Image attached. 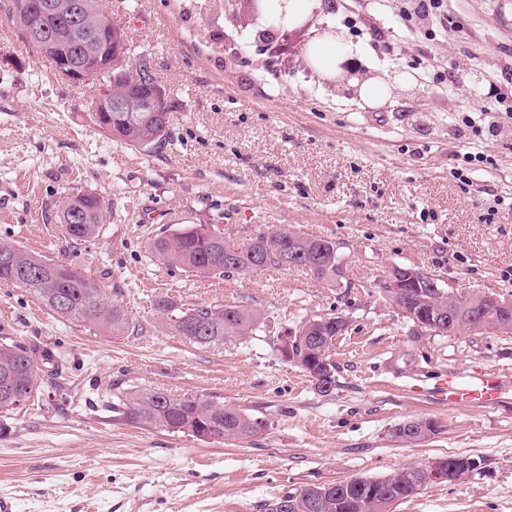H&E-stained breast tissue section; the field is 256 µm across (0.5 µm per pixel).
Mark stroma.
<instances>
[{"label": "stroma", "instance_id": "obj_1", "mask_svg": "<svg viewBox=\"0 0 512 512\" xmlns=\"http://www.w3.org/2000/svg\"><path fill=\"white\" fill-rule=\"evenodd\" d=\"M104 4L153 57L172 103L169 136L150 152L113 142L91 119L100 82L62 79L0 15V241L101 277L139 331L106 336L0 283V327L65 365L5 420L0 496L17 512H264L310 484L463 454L484 469L431 484L397 512H512V398L451 409L430 396L451 373L512 370V334L414 335L379 288L393 267L418 266L444 288L512 298V101L490 103L512 83V0H442L447 27L421 24L395 62L369 31L394 26L401 0H333L272 61L273 80L181 21V0ZM328 27L357 54L322 83L308 76L305 50ZM400 72L413 88L380 107L348 87L354 74ZM80 192L108 213L74 247L56 212ZM186 224L241 245L279 226L335 241L345 282L285 269L192 275L150 249ZM167 297L253 309L263 328L199 345L159 317ZM331 311L352 325L331 351L336 388L324 395L281 358L277 339ZM133 383L220 396L265 428L211 442L141 429L105 408L115 385ZM415 418L437 432L392 437Z\"/></svg>", "mask_w": 512, "mask_h": 512}]
</instances>
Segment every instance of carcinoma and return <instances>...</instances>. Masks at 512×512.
<instances>
[{
    "label": "carcinoma",
    "mask_w": 512,
    "mask_h": 512,
    "mask_svg": "<svg viewBox=\"0 0 512 512\" xmlns=\"http://www.w3.org/2000/svg\"><path fill=\"white\" fill-rule=\"evenodd\" d=\"M75 0H0V11L17 31L22 43L35 53L58 64L72 56L69 5ZM85 5L84 40L100 54L118 51L111 41L112 20L105 12L102 0H80ZM183 11L184 21L196 17L203 23L219 27L217 39L224 40L220 30L224 15L208 17L212 0H190ZM281 22L271 13L269 0H263L258 23L246 33L243 42L262 55L261 44L271 40V28ZM106 95L115 102L142 106L159 99L161 86L155 83L152 56L137 52L127 63L126 71L116 69L112 76L101 78ZM98 130L115 142L133 148L152 151L161 146L169 134L165 118H151L148 112H114L112 118L92 115ZM105 201L91 193H78L67 198L58 212L62 234L78 245L94 237L104 223ZM151 250L171 266L197 276L221 278L239 272H256L281 268L289 260L307 266L316 278L338 284L344 270L338 257L336 242L321 237L306 236L288 227L257 237L250 248L227 256L224 234L207 224H188L175 232L155 239ZM0 253L13 256L15 267L0 270V281L30 291L55 315L90 324L112 337L128 336L135 329L125 309L105 303L103 281L82 271L72 262H58L43 255L27 252L16 245L0 241ZM410 303L420 305L425 299L433 304H445L423 286L408 288ZM158 315L171 328L189 340L206 345L222 341L227 336H248L255 331L258 314L236 305L188 306L171 298L156 303ZM336 335L335 323L317 315L304 320L295 328L294 365L303 373L320 368L325 348ZM63 377L62 363L46 347L27 346L10 336H0V414L16 409L18 397L29 399L49 382ZM112 416L148 430L183 434L198 440H245L260 433L259 421L247 410L228 406L220 396L198 397L174 394L160 388L129 385L116 387L112 400L106 404ZM423 467L409 466L400 475L376 478L358 489L342 480L323 485H308L265 504V512H312L313 495H322L319 512H384L382 504L400 502L415 496L414 483L421 479Z\"/></svg>",
    "instance_id": "cac0c4a2"
}]
</instances>
